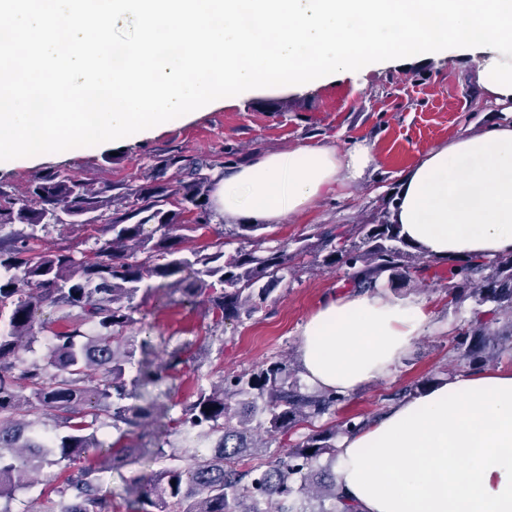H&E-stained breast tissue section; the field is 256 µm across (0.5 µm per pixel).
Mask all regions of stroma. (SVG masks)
<instances>
[{"mask_svg": "<svg viewBox=\"0 0 512 512\" xmlns=\"http://www.w3.org/2000/svg\"><path fill=\"white\" fill-rule=\"evenodd\" d=\"M491 112L470 79V59L422 54L387 67L372 66L355 76L328 81L310 89L265 88L225 103L188 121H175L150 136L125 139L34 156L29 162L0 168V182L24 192L38 174L62 169L102 185L129 180L144 172L153 150L168 143L186 155L201 156L231 145L241 159L302 144L353 140L376 144L377 165L357 181L334 187L314 210L290 216L264 229L266 246L288 244L321 227L369 223L401 171L438 143L490 121ZM445 267L430 265L424 281L394 291L396 299L425 303L431 314L425 332L392 375L364 385L350 397L344 414L384 412V396L399 384L424 377L443 383L448 377L449 338L469 314V304L449 305L441 279ZM344 269L326 272L306 265L276 285L253 316L216 327L203 305L185 307L175 296L155 290L139 294L134 342H190L191 362L170 380V403L189 402L197 385L281 360L299 370L300 326L329 294L349 293ZM61 466L39 471L34 483L16 492L12 512H34L37 501L61 486Z\"/></svg>", "mask_w": 512, "mask_h": 512, "instance_id": "1", "label": "stroma"}]
</instances>
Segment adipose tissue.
<instances>
[{
	"label": "adipose tissue",
	"instance_id": "1",
	"mask_svg": "<svg viewBox=\"0 0 512 512\" xmlns=\"http://www.w3.org/2000/svg\"><path fill=\"white\" fill-rule=\"evenodd\" d=\"M377 162L368 140L317 144L228 166L215 214L276 224L317 206ZM391 219L433 261L512 251V120H493L420 156L393 191ZM422 303L382 291L322 300L299 330L315 388L351 395L388 377L426 329ZM336 473L362 512H512V368L456 374L391 405L337 444Z\"/></svg>",
	"mask_w": 512,
	"mask_h": 512
}]
</instances>
